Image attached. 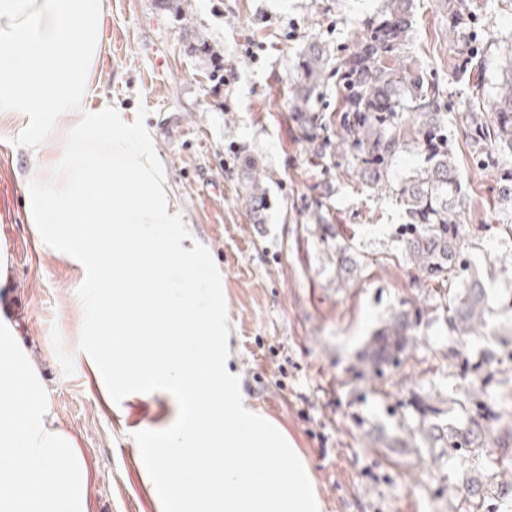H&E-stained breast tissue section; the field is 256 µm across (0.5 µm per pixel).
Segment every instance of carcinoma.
<instances>
[{"label": "carcinoma", "instance_id": "carcinoma-1", "mask_svg": "<svg viewBox=\"0 0 512 512\" xmlns=\"http://www.w3.org/2000/svg\"><path fill=\"white\" fill-rule=\"evenodd\" d=\"M413 0H384L381 10L361 21L365 33L352 47L332 48L311 41L300 53L297 78L290 89L291 120L303 134L308 163L321 179L313 187L310 217L315 224H329L333 174H343L363 186L386 190L399 201L403 224L398 227L405 256L423 279L452 291L448 325L458 335H477L484 325L481 280L461 279L471 265L467 254L476 235L462 233L468 191L455 163L454 146L460 139L472 149V163L497 170L492 192L498 200L512 199V72L503 79L502 91L487 101L489 111L452 129L448 124V88L421 71L407 52L412 28ZM472 0H448V46L456 57V79L470 98H485L484 86L474 81L485 70L476 46ZM414 151L418 169L395 182L391 173L400 154ZM248 178L247 199L256 219L268 208L267 192L253 161H244ZM417 326L403 311L392 327L378 338L391 361ZM456 403L473 413L475 428L438 425L432 433L448 438V447L492 452L485 440L492 412L484 401V388L472 384ZM487 499L512 497V483L499 479L497 467L488 469L476 492L466 491L462 502L479 512Z\"/></svg>", "mask_w": 512, "mask_h": 512}]
</instances>
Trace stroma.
Listing matches in <instances>:
<instances>
[{
    "instance_id": "1",
    "label": "stroma",
    "mask_w": 512,
    "mask_h": 512,
    "mask_svg": "<svg viewBox=\"0 0 512 512\" xmlns=\"http://www.w3.org/2000/svg\"><path fill=\"white\" fill-rule=\"evenodd\" d=\"M487 86L512 67V0H474ZM382 0H110L106 48L94 70L112 103L144 119L168 186L193 240L221 275L229 318L230 369L243 400L280 423L311 470L323 512H457V488L479 485L484 457L449 454L432 423L468 422L457 406L469 384L512 429V309L503 273L512 243V200L488 209L492 170L458 144L455 161L472 199L467 227L483 226L470 250L483 278L486 324L477 336L448 327L444 291L424 281L396 234L402 211L391 193L334 180L327 224L309 220L317 178L295 135L288 89L306 43L354 45L362 19ZM409 45L425 72L456 70L445 28L448 0H414ZM210 46L228 80L213 94ZM163 69H156L157 59ZM13 114H0V319L10 323L49 388L54 410L82 449L91 512H158L134 432L170 427V393L114 402L78 347L85 270L44 244L27 220L23 192L31 159L17 146ZM265 175L269 207L254 223L243 162ZM351 245L344 264L337 243ZM402 310H417L411 340L388 366L371 343ZM334 392H327L328 383ZM438 416H431V409ZM325 454H318V446Z\"/></svg>"
}]
</instances>
